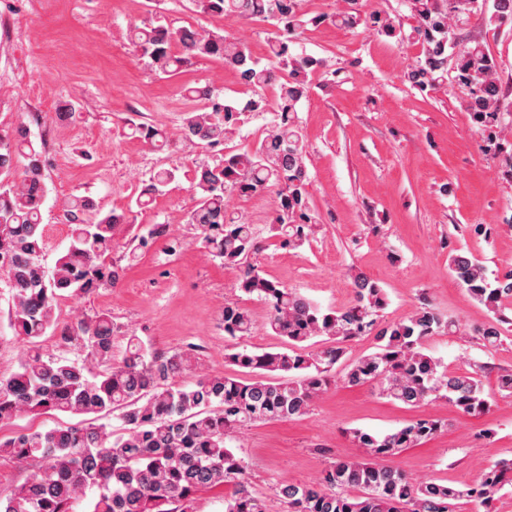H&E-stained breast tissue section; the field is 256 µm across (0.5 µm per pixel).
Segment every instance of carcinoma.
I'll return each mask as SVG.
<instances>
[{
	"label": "carcinoma",
	"mask_w": 512,
	"mask_h": 512,
	"mask_svg": "<svg viewBox=\"0 0 512 512\" xmlns=\"http://www.w3.org/2000/svg\"><path fill=\"white\" fill-rule=\"evenodd\" d=\"M301 2L196 0L213 17L272 21L276 31L269 38L266 64L253 57L246 41L224 33L159 24L128 34L158 75H174L189 58L220 59L254 89L271 83L276 65L289 73L271 107L263 98L244 110L233 101L217 104L209 88H192L190 93L203 105L186 113L181 124L186 140L215 147L241 128L246 112L272 109L262 139L219 164L196 167L193 205L186 214L202 247L224 266L239 269V291L268 306L266 329L283 339L276 351L248 349L242 341L253 333L252 316L238 302H225L220 325L232 341L226 354L235 367L231 373L198 375L195 349L157 352L136 334L120 332L106 311L58 326L55 311L65 295L115 288L122 281L125 267L112 261V250L117 231L130 223L129 212H104L90 197L69 199L63 218L70 226V244L46 272L41 263L46 194L41 153L24 128L11 138L0 137V280L10 290L9 326L28 342L18 370L0 378V423L51 412L100 418L115 413L122 422L119 432L80 421L0 439V459L40 461L27 482L0 496V512H74V503L85 497L87 512H186L184 503L194 494L230 483L234 490L224 496V512H267L265 499L242 478L243 465L232 450L235 434L257 422L307 415L332 384L367 385L409 407L444 399L468 415L489 409L480 380L484 366L450 370L425 347L432 336L459 331L433 305L423 303L409 317L385 322L380 315L386 306L384 289L356 273L350 304L324 309L270 278L260 256L266 239L298 249L318 227L297 105L308 95V73L321 61L292 54L289 42L308 25L327 20L348 29L362 25L388 37L413 39L422 45V57L404 72L403 80L421 91L433 88L445 80L448 59H453L455 80L467 89V111L477 126L490 127L501 122L497 62L480 41H457L453 28L475 11L490 13L491 22L512 17V0H406L417 22L406 37L390 13H362L360 0H342L344 9L312 18L302 11ZM130 136L154 147L166 140L161 128L148 123L132 125ZM22 157L28 163L20 172ZM174 180V170H157L136 206L148 207ZM262 191L276 194L266 226L249 224L230 211L229 197ZM162 237L168 238L169 254L183 248V241L170 235L169 225L148 224L132 238L126 257L135 260ZM450 271L494 314L476 335L485 349L497 348L503 342L501 325L509 323L502 309L512 305V269L491 279L477 259L456 254ZM50 329L59 333L60 342L83 348L101 371L93 373L84 363L44 350L39 338ZM370 334L375 351L347 358L349 344ZM119 335L126 339V350L116 361L112 344ZM338 364L342 369L337 372ZM242 373L247 377H240ZM182 374L194 379L171 383ZM445 428L443 421L419 418L386 434L350 429L347 434L365 449L364 457L338 458L318 480L282 484L277 496L288 512H456L461 500L489 505L512 485V460L494 463L478 485L463 488L413 478L383 464Z\"/></svg>",
	"instance_id": "cac0c4a2"
}]
</instances>
